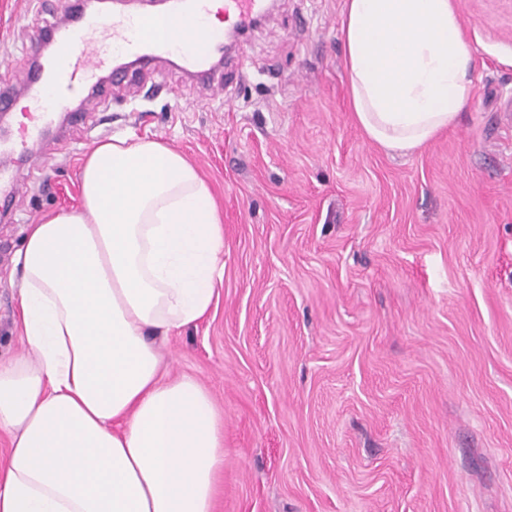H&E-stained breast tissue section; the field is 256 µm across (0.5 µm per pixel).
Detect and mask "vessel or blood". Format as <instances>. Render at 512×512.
<instances>
[{
	"label": "vessel or blood",
	"instance_id": "obj_1",
	"mask_svg": "<svg viewBox=\"0 0 512 512\" xmlns=\"http://www.w3.org/2000/svg\"><path fill=\"white\" fill-rule=\"evenodd\" d=\"M215 0H190L189 6L172 5L156 14L116 15L103 25L97 13L77 10L66 22H49L39 38L55 49L49 66L27 71L21 78L25 97L33 106L30 122L21 134L0 136V201L9 188L25 179L19 157L38 141L70 95L82 90L103 94L107 83L103 71H110L111 83L128 81L129 75L116 65L119 57L134 58L147 67L164 55H178L182 69L192 77L210 78L215 94H222L221 78L212 72L211 59L224 49L223 37L209 29ZM261 7V0H225L222 11L231 24L244 28Z\"/></svg>",
	"mask_w": 512,
	"mask_h": 512
}]
</instances>
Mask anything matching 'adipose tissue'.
I'll use <instances>...</instances> for the list:
<instances>
[{"instance_id":"ef3b65f1","label":"adipose tissue","mask_w":512,"mask_h":512,"mask_svg":"<svg viewBox=\"0 0 512 512\" xmlns=\"http://www.w3.org/2000/svg\"><path fill=\"white\" fill-rule=\"evenodd\" d=\"M340 32L369 140L408 154L458 125L475 61L452 0H346ZM79 177L80 207L30 225L18 253L31 353L0 364V512H214L224 415L158 344L217 296L211 189L153 138L98 143Z\"/></svg>"}]
</instances>
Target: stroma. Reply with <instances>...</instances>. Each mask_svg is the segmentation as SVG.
<instances>
[{
    "mask_svg": "<svg viewBox=\"0 0 512 512\" xmlns=\"http://www.w3.org/2000/svg\"><path fill=\"white\" fill-rule=\"evenodd\" d=\"M474 55L457 127L390 155L349 108L345 0H274L224 57V96L175 59L79 96L0 219V362L27 354L16 257L80 204L112 137H156L208 182L224 275L171 333L172 375L224 414L214 512H512V0H453ZM73 0H0V81Z\"/></svg>",
    "mask_w": 512,
    "mask_h": 512,
    "instance_id": "stroma-1",
    "label": "stroma"
}]
</instances>
